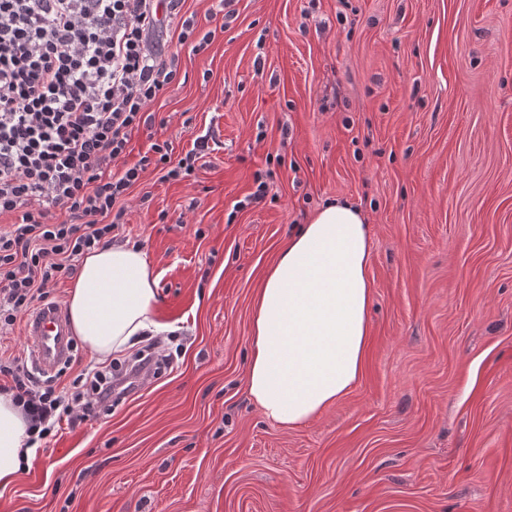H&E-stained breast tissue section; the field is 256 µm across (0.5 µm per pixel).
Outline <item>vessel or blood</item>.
<instances>
[{
    "label": "vessel or blood",
    "instance_id": "vessel-or-blood-1",
    "mask_svg": "<svg viewBox=\"0 0 512 512\" xmlns=\"http://www.w3.org/2000/svg\"><path fill=\"white\" fill-rule=\"evenodd\" d=\"M23 334L31 360L42 372H54L70 362L75 337L63 304L36 306L25 318Z\"/></svg>",
    "mask_w": 512,
    "mask_h": 512
}]
</instances>
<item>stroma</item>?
<instances>
[{
    "instance_id": "stroma-1",
    "label": "stroma",
    "mask_w": 512,
    "mask_h": 512,
    "mask_svg": "<svg viewBox=\"0 0 512 512\" xmlns=\"http://www.w3.org/2000/svg\"><path fill=\"white\" fill-rule=\"evenodd\" d=\"M131 136L119 239L172 366L39 443L0 512H512V0H232ZM266 173L257 206L238 203ZM373 231L355 386L305 425L246 384L253 304L329 201Z\"/></svg>"
}]
</instances>
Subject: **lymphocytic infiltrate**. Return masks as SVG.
Wrapping results in <instances>:
<instances>
[{
    "label": "lymphocytic infiltrate",
    "instance_id": "f902f5d3",
    "mask_svg": "<svg viewBox=\"0 0 512 512\" xmlns=\"http://www.w3.org/2000/svg\"><path fill=\"white\" fill-rule=\"evenodd\" d=\"M184 0H0V333L44 301L75 258L112 243L124 201L149 167L189 179L205 148L172 160L155 143L124 165L134 131L151 126L152 104L177 76L153 35L204 49L214 31L182 17ZM155 346L85 371L70 390L38 379L18 360L0 362L32 440L61 423L110 413L112 401L171 365Z\"/></svg>",
    "mask_w": 512,
    "mask_h": 512
}]
</instances>
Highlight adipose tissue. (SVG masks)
Returning <instances> with one entry per match:
<instances>
[{"label": "adipose tissue", "instance_id": "ef3b65f1", "mask_svg": "<svg viewBox=\"0 0 512 512\" xmlns=\"http://www.w3.org/2000/svg\"><path fill=\"white\" fill-rule=\"evenodd\" d=\"M373 233L361 211L336 201L289 238L259 289L247 368L265 417L309 422L358 381L368 336ZM158 281L141 247L112 244L86 255L69 293L73 329L99 359L126 350L152 324ZM28 419L0 394V487L28 465Z\"/></svg>", "mask_w": 512, "mask_h": 512}]
</instances>
